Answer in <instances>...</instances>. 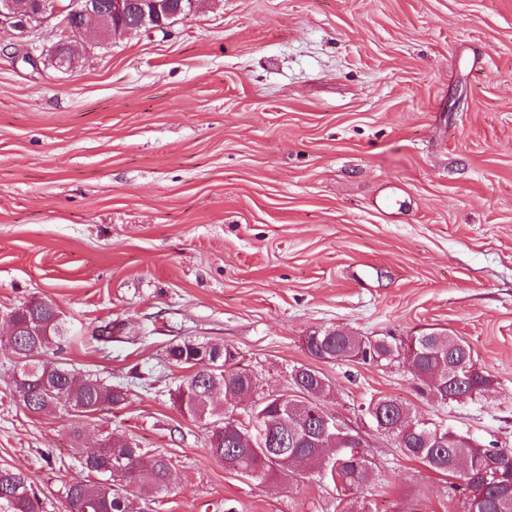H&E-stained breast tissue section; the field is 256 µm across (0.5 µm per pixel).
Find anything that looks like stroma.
<instances>
[{"label":"stroma","mask_w":512,"mask_h":512,"mask_svg":"<svg viewBox=\"0 0 512 512\" xmlns=\"http://www.w3.org/2000/svg\"><path fill=\"white\" fill-rule=\"evenodd\" d=\"M76 47L66 71L0 53V336L13 308L56 304L57 360L128 392L79 420L88 440L133 437L179 472L152 512H339L317 475L247 482L212 459L170 400L186 340L233 348L269 390L316 366L357 428L387 397L512 448V0H200ZM385 183L398 215L370 204ZM334 329L458 337L493 385L442 404L403 365L315 361L305 336ZM15 370L0 346V467L64 512L76 420L28 411ZM368 440V512H463L446 477ZM197 0H180L179 6L174 9L168 4V0H152L150 13H145L139 22L137 28L134 29H119L117 34L125 33L130 30H143L153 29L157 26L165 29L181 17H186L195 12ZM168 21V23L165 22ZM159 24V25H158Z\"/></svg>","instance_id":"35a3bbf8"}]
</instances>
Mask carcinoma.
I'll list each match as a JSON object with an SVG mask.
<instances>
[{
	"label": "carcinoma",
	"mask_w": 512,
	"mask_h": 512,
	"mask_svg": "<svg viewBox=\"0 0 512 512\" xmlns=\"http://www.w3.org/2000/svg\"><path fill=\"white\" fill-rule=\"evenodd\" d=\"M56 48L65 58L66 68L74 65L72 40L80 33L83 17L66 11ZM10 316L17 333L0 336V344L17 360L22 387L16 393L33 413L60 411L89 417L105 406H118L127 400L120 387H110L90 376L77 378L61 363L47 360L50 350L62 338L60 314L49 301H32L15 308ZM307 351L326 362L361 360L389 366L412 358L413 375L439 402L482 395L492 379L473 361L470 348L459 338L436 333L412 337L398 344L387 337L364 339L342 330L314 332L304 338ZM170 360L191 369L171 400L177 409L195 422L207 426L208 445L213 459L228 470L252 480H263L273 473H316L345 496L342 512H367L364 490L372 472L367 461L345 458L341 469L315 447L319 427L311 417V407L298 395H288L275 404L264 401L256 374L229 365L225 358L214 360L210 346L185 340L169 350ZM288 383L296 390L312 389L315 401L330 394V385L320 371L303 365L288 373ZM245 405L246 421L233 418L236 406ZM366 410H373L397 426L404 455L430 470L453 479L451 487L464 497V512H512V499L500 491L512 482V448H486L473 441L455 443L437 427L426 426L415 418L403 426L401 417L410 408L391 399H372ZM143 448L139 443L112 432L101 434L93 456L80 460L82 469L95 479H74L65 488V512H135L138 501L156 497L176 484L179 476L172 461L161 454L151 456L149 481L141 482L138 468ZM0 512H41V501L18 470L0 468Z\"/></svg>",
	"instance_id": "cac0c4a2"
}]
</instances>
